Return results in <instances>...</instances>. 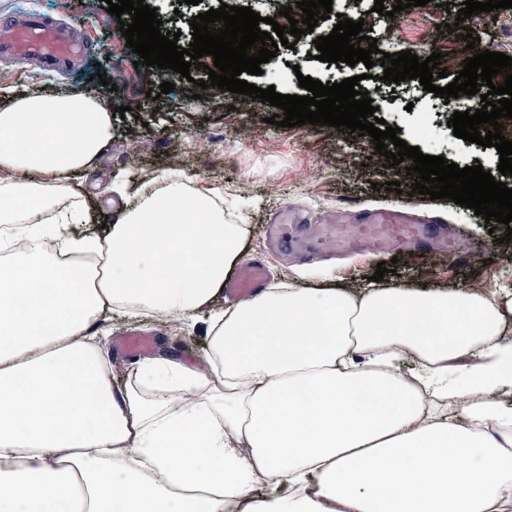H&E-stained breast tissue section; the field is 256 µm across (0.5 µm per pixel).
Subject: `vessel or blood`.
I'll use <instances>...</instances> for the list:
<instances>
[{
	"instance_id": "b4317fda",
	"label": "vessel or blood",
	"mask_w": 512,
	"mask_h": 512,
	"mask_svg": "<svg viewBox=\"0 0 512 512\" xmlns=\"http://www.w3.org/2000/svg\"><path fill=\"white\" fill-rule=\"evenodd\" d=\"M85 53L84 42L74 38L70 24L47 12H20L0 25V57L13 60L22 69L36 65L47 72L72 75ZM439 222V217L427 218L405 207L367 209L357 204L309 217L283 206L270 222L268 233L281 247L289 248L298 243L292 234L294 226L305 225L308 237L324 254L399 253L409 257L436 250L456 255L455 239L435 233ZM266 281L265 263L250 259L225 281L224 294L244 301L257 295Z\"/></svg>"
}]
</instances>
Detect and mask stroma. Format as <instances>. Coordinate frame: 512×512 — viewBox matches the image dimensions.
Returning <instances> with one entry per match:
<instances>
[{"label":"stroma","mask_w":512,"mask_h":512,"mask_svg":"<svg viewBox=\"0 0 512 512\" xmlns=\"http://www.w3.org/2000/svg\"><path fill=\"white\" fill-rule=\"evenodd\" d=\"M156 8L163 31L179 32L178 44L188 47L192 41L193 16L219 8V0H200L186 5L182 0H145ZM374 0H334L332 11L355 17L370 14L373 38L379 50L399 44L418 57L429 56L433 49L447 50L451 73L462 70L475 52L490 50L512 57V8L482 12L474 24L478 41L467 49L462 38H448L439 25L454 23L456 15L442 7H409L388 17L373 12ZM41 10L61 15L78 24V37L88 45V62L74 79L62 80L37 71L21 72L0 62V88L18 94L38 92L47 96L64 95L93 88L112 106H126L124 117L114 118L112 141L100 158L96 171L88 176V201L97 220H104L112 208L133 203L140 187L169 173L173 155L188 158L184 175L196 178L203 187H216L224 197V221L246 227L245 257L265 259L274 283L303 285L307 272L327 277L329 283L344 288H361L376 270L372 257L350 259L345 256L300 261L293 255L274 249L264 228L279 206L289 205L307 213H321L339 205L364 202L374 207L408 205L417 209L431 207L429 196L412 193L414 176L386 167L385 157L376 155L372 137L358 136L336 128L305 124L291 128L269 124L276 107L245 100L243 108L226 110L235 95L211 89L207 99H192L194 81L207 79L204 69H191L189 77L166 69L163 80L177 86V93L147 98L146 86L139 82L137 59L125 42H110L107 28L113 17L105 0H98L94 25H81L79 0H0V21L22 10ZM312 39L296 43L294 48H279L275 58L263 64L262 75H247L248 83L276 92L303 95L299 75L323 82L361 76V86L378 106V118L399 127L400 137L408 145L431 156H442L459 166L482 164L484 170L497 173L500 156L496 147H483L457 138L447 122L439 98L423 90L419 82L376 86L367 80L364 63L350 66L312 59ZM121 63L122 81L109 91L96 78L100 64ZM427 115L434 136L419 139L414 127L420 115ZM398 181L400 192L387 191L385 184ZM123 184L124 195L110 192L112 184ZM448 228L456 233L460 250L472 249L478 261L457 269L447 258L434 256L426 261L400 259L394 273L385 274L384 284L421 291L453 290L475 283L494 294L505 306L512 304V254L502 253L499 240L506 234L504 224L488 226L472 209L448 203L445 215ZM204 318L195 323H178L156 336L157 345L172 353L203 360L205 353Z\"/></svg>","instance_id":"1"}]
</instances>
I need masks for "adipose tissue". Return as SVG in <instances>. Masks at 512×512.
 Returning <instances> with one entry per match:
<instances>
[{"label":"adipose tissue","mask_w":512,"mask_h":512,"mask_svg":"<svg viewBox=\"0 0 512 512\" xmlns=\"http://www.w3.org/2000/svg\"><path fill=\"white\" fill-rule=\"evenodd\" d=\"M90 90L0 110V512H512V329L488 293L263 289L214 309L242 225L163 175L106 234ZM209 312L204 365L123 382L115 315Z\"/></svg>","instance_id":"1"}]
</instances>
